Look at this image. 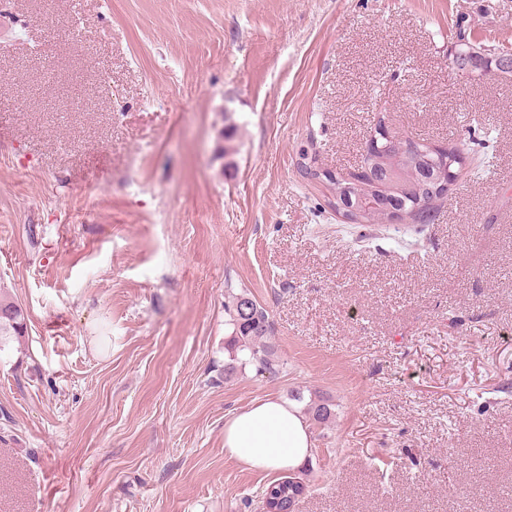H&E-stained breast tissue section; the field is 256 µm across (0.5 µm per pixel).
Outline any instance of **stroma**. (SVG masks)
I'll use <instances>...</instances> for the list:
<instances>
[{"mask_svg":"<svg viewBox=\"0 0 512 512\" xmlns=\"http://www.w3.org/2000/svg\"><path fill=\"white\" fill-rule=\"evenodd\" d=\"M512 0H10L0 13V512H254L224 422L291 391L296 512H512ZM461 140L433 223L363 226L297 171ZM283 364L224 376L227 285ZM472 46L482 49L486 54L491 56L493 53L491 49H486L480 43H474L466 35L465 31H459L457 34L456 49L463 51H454L452 63L457 72L462 74H472L475 69V60L471 52H467ZM466 51V52H465ZM492 65L486 69L487 75L507 76L512 73V53L508 51H502L495 53L491 58ZM26 309L8 297L0 296V351L2 341L15 336L20 338L27 328Z\"/></svg>","mask_w":512,"mask_h":512,"instance_id":"stroma-1","label":"stroma"}]
</instances>
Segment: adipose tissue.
Instances as JSON below:
<instances>
[{"label":"adipose tissue","mask_w":512,"mask_h":512,"mask_svg":"<svg viewBox=\"0 0 512 512\" xmlns=\"http://www.w3.org/2000/svg\"><path fill=\"white\" fill-rule=\"evenodd\" d=\"M312 447L311 433L298 409L275 397L258 400L224 423V451L262 472L299 468Z\"/></svg>","instance_id":"1"}]
</instances>
